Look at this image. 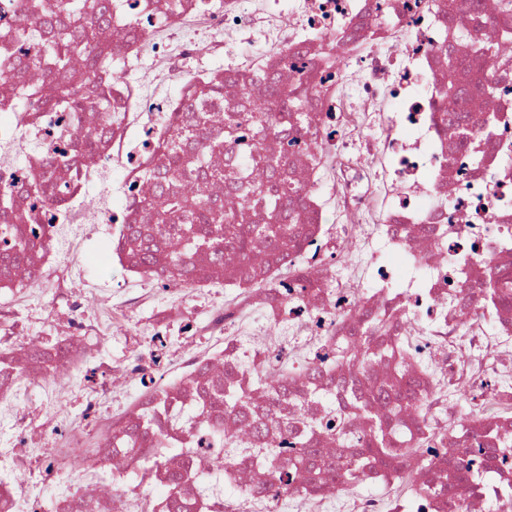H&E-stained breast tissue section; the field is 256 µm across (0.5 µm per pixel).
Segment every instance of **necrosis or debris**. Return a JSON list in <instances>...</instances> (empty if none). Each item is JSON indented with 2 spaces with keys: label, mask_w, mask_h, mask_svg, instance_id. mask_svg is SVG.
I'll return each mask as SVG.
<instances>
[{
  "label": "necrosis or debris",
  "mask_w": 512,
  "mask_h": 512,
  "mask_svg": "<svg viewBox=\"0 0 512 512\" xmlns=\"http://www.w3.org/2000/svg\"><path fill=\"white\" fill-rule=\"evenodd\" d=\"M36 1L71 2L0 0V52L46 70ZM170 2L109 0L112 64L74 85L112 78L107 109L0 87V195L31 215L0 217V253L31 246L22 274L0 278V512H94L103 466L114 512H512V417L497 414L512 407V47L497 42L512 0ZM457 20L471 30L452 72ZM243 38L270 52L263 75L310 90L305 122L280 132L272 101L257 137L238 109L252 82L223 80L224 49ZM483 76L495 97L452 102L450 84ZM213 81L233 123L216 193L240 194L257 155L303 162L290 192L306 204L301 243L264 264L196 249L191 279L137 267L110 287L136 248L129 226L152 221L159 147L189 123L201 146L223 131L199 95ZM78 281L106 292L101 312L72 297ZM374 315L384 328L364 331ZM125 330L136 348L119 356ZM394 373L390 398L411 413L347 480L350 451L374 439L353 405L384 411L372 392ZM34 395L46 415L26 411ZM311 447L319 474L285 477ZM452 462L479 485L452 501L407 492ZM175 471L193 474L177 493Z\"/></svg>",
  "instance_id": "necrosis-or-debris-1"
}]
</instances>
